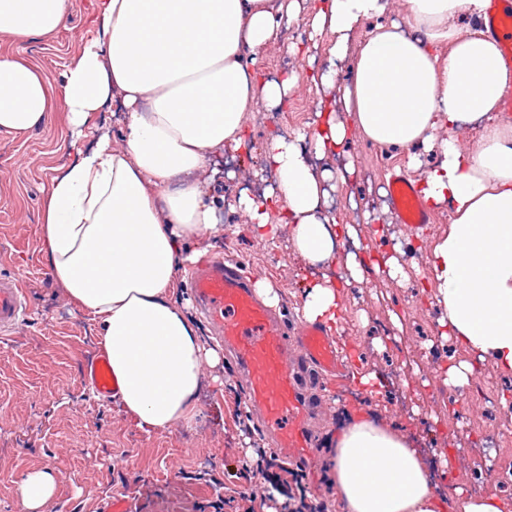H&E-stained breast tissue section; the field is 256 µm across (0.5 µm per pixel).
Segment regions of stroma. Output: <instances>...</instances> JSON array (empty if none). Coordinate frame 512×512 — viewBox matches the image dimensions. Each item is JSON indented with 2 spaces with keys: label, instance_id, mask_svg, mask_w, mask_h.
Listing matches in <instances>:
<instances>
[{
  "label": "stroma",
  "instance_id": "stroma-1",
  "mask_svg": "<svg viewBox=\"0 0 512 512\" xmlns=\"http://www.w3.org/2000/svg\"><path fill=\"white\" fill-rule=\"evenodd\" d=\"M319 0H299L298 20L281 28L262 53L258 78L298 79L280 107L256 102L246 116L245 137L261 145L275 136L312 132L316 115L339 90L315 86L312 59H324L329 34L311 29L308 18ZM93 0H71L66 26L53 41L33 37L17 43L0 36V54L36 66L61 87L65 64L94 37ZM72 143L63 104L47 123L23 135L0 132V274L23 279L27 313L13 334L0 340V512H19V486L32 469L59 472L52 512H96L108 496H122L129 512H336L330 470L336 433L351 414L368 410L405 426L420 450L435 447L432 478L443 491L496 492L512 505V447L501 459L476 457L474 444L491 439L498 414L476 400L472 385L489 380L500 402L512 405V373L479 359L466 344L439 334V310L428 278L435 238L448 230V209L433 210V222L414 229L400 222L386 183L390 172L419 180L403 150L380 148L352 138L344 154L328 158L342 169L353 162L358 175L330 194L338 223L356 225L357 252L371 258L399 248L405 275L391 278L366 272L340 281V310L331 333L347 365L346 381L306 379L305 395L315 412L309 423L317 477L285 468L278 449L260 430L246 402L241 372L229 361L215 368L191 427L147 434L121 411L117 399L100 400L82 383L83 366L96 350L97 326L70 305L65 289L50 276L39 236L40 208L55 168L70 161ZM256 153L225 150L214 155L198 179L209 197L223 198V230L201 247V257L237 262L254 280L278 291L288 322L301 320L305 288L320 279L292 252L289 228L271 209L276 226L254 238L245 214L231 204L241 190L261 196L267 183L257 177ZM370 210L376 224L360 221ZM471 368L472 383L449 389L443 374L451 364ZM377 377L369 395L362 375Z\"/></svg>",
  "mask_w": 512,
  "mask_h": 512
}]
</instances>
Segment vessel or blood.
I'll use <instances>...</instances> for the list:
<instances>
[{
  "label": "vessel or blood",
  "mask_w": 512,
  "mask_h": 512,
  "mask_svg": "<svg viewBox=\"0 0 512 512\" xmlns=\"http://www.w3.org/2000/svg\"><path fill=\"white\" fill-rule=\"evenodd\" d=\"M479 23L500 39L502 58L511 66L512 0H489ZM388 189L401 223L431 222L417 187L405 175L390 177ZM190 287L225 350L242 369L246 399L259 415L263 431L284 458L307 463L313 408L303 394L304 373L311 369L330 380L342 379L344 374L343 358L330 331L315 323L287 324L257 297L248 276L236 265L204 262L192 272ZM27 299L17 277L0 276L1 335L23 320ZM83 382L100 397H112L115 387L106 355L86 363Z\"/></svg>",
  "instance_id": "b4317fda"
}]
</instances>
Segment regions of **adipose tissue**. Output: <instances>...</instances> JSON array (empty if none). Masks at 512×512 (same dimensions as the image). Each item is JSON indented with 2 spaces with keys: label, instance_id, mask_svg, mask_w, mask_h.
Returning <instances> with one entry per match:
<instances>
[{
  "label": "adipose tissue",
  "instance_id": "obj_1",
  "mask_svg": "<svg viewBox=\"0 0 512 512\" xmlns=\"http://www.w3.org/2000/svg\"><path fill=\"white\" fill-rule=\"evenodd\" d=\"M407 22H381L384 0H322L313 27L333 41L321 84L341 67L350 84L335 111L319 113L311 134L276 137L264 149L276 188L268 202L235 205L254 234L273 230L269 203L280 204L289 243L312 267L336 265L352 225L326 212L337 176L309 154L331 156L352 137L378 147L436 149L419 183L424 199L448 207L447 233L432 246L429 277L444 309L442 323L480 355L512 371V117L499 112L512 70L497 41L461 15L483 13L486 0H407ZM70 0H0V35L53 38ZM294 6L276 0H97L95 38L67 65L54 88L29 63L0 54V131L20 134L46 123L62 99L73 127L116 104L125 144L101 137L53 178L40 215L52 279L96 323L120 408L151 434L190 425L198 413L204 365L216 364L176 299L185 247L217 231L215 206L194 174L224 148L241 149L246 114L256 100L280 105L294 80L257 79L256 65ZM368 27L358 47L354 30ZM478 132L462 152L454 133ZM332 284L309 285L303 315L335 322ZM339 512H504L496 493L444 492L431 480L408 433L359 413L336 438L332 457ZM56 471H28L21 512H50Z\"/></svg>",
  "mask_w": 512,
  "mask_h": 512
}]
</instances>
